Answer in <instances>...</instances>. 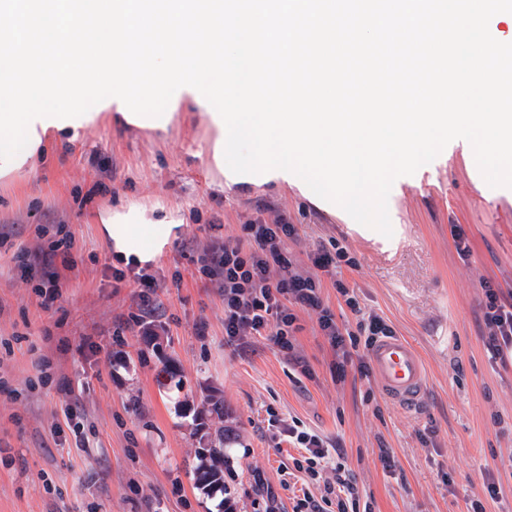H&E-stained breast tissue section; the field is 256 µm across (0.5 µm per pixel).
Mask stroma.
<instances>
[{
  "instance_id": "1",
  "label": "stroma",
  "mask_w": 512,
  "mask_h": 512,
  "mask_svg": "<svg viewBox=\"0 0 512 512\" xmlns=\"http://www.w3.org/2000/svg\"><path fill=\"white\" fill-rule=\"evenodd\" d=\"M212 139L184 107L164 133L100 121L76 142L51 144L34 170L0 180V512H218L226 498L235 512H293L282 470L298 451L268 431L272 413L321 435L373 512H467L476 497L486 512H512V364L491 357L480 325L483 282L512 290V188L490 187L471 145L454 140L394 182L386 248L293 183L219 190ZM108 208L180 224L152 267L163 283L155 336L130 323L136 284L113 287L104 268L112 253L98 215ZM279 216L298 226L294 259L321 246L354 257L339 276L362 311L425 362L416 409L389 400L376 376L337 380L316 313L300 314L295 336L307 377L268 337L225 343L224 295L200 279L196 260L212 240ZM459 227L472 246L466 259L454 245ZM66 234L75 268L45 307L34 285L48 269L35 254ZM19 243L32 253L24 266L13 259ZM214 399L223 415L198 428ZM69 406L84 446L67 427ZM222 432L232 438L225 487L209 493L196 484V450L203 434Z\"/></svg>"
}]
</instances>
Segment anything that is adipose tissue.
Instances as JSON below:
<instances>
[{
  "label": "adipose tissue",
  "instance_id": "obj_1",
  "mask_svg": "<svg viewBox=\"0 0 512 512\" xmlns=\"http://www.w3.org/2000/svg\"><path fill=\"white\" fill-rule=\"evenodd\" d=\"M99 222L112 252L142 265L159 256L173 231L172 223L136 209L102 213Z\"/></svg>",
  "mask_w": 512,
  "mask_h": 512
}]
</instances>
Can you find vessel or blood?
I'll list each match as a JSON object with an SVG mask.
<instances>
[{"instance_id": "obj_1", "label": "vessel or blood", "mask_w": 512, "mask_h": 512, "mask_svg": "<svg viewBox=\"0 0 512 512\" xmlns=\"http://www.w3.org/2000/svg\"><path fill=\"white\" fill-rule=\"evenodd\" d=\"M373 371L390 400L413 408L426 389V372L418 353L402 337L385 336L370 349Z\"/></svg>"}]
</instances>
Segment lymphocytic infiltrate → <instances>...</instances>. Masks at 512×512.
Instances as JSON below:
<instances>
[{"label":"lymphocytic infiltrate","instance_id":"lymphocytic-infiltrate-1","mask_svg":"<svg viewBox=\"0 0 512 512\" xmlns=\"http://www.w3.org/2000/svg\"><path fill=\"white\" fill-rule=\"evenodd\" d=\"M298 235L296 225L279 217L267 223L261 220L243 225L241 236L213 241L198 260L200 277L208 279L224 293V340L233 345L250 336H267L291 357L300 374H308L306 360L298 356L295 335L299 313L314 311L318 326L336 360L337 378H345L348 366L367 374L365 362H354L360 345H372L377 337L391 335L392 329L380 317H359L356 331L342 328L322 299L323 278L331 274L343 250L319 248L310 253V269L304 270L290 259L287 243ZM138 284L136 326L152 324L161 310L156 292L160 286L149 266L128 262L113 268L112 285ZM483 343L502 363H512V293H504L491 282L483 284L481 307ZM270 427L281 429L289 442L302 448V458L293 466L303 473L316 493H304L297 499L294 512H359V490L352 471L343 463H332L328 448L317 434L299 423L282 426L273 419Z\"/></svg>","mask_w":512,"mask_h":512}]
</instances>
